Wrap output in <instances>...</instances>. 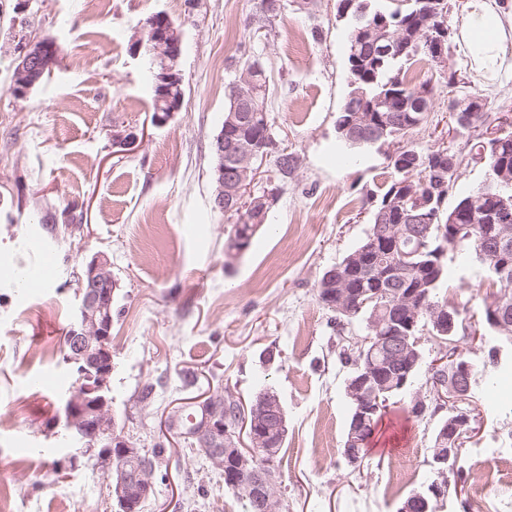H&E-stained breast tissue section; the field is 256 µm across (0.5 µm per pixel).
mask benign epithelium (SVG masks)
Returning <instances> with one entry per match:
<instances>
[{"label": "benign epithelium", "mask_w": 512, "mask_h": 512, "mask_svg": "<svg viewBox=\"0 0 512 512\" xmlns=\"http://www.w3.org/2000/svg\"><path fill=\"white\" fill-rule=\"evenodd\" d=\"M442 5L441 0H429L416 15L419 25L410 31L397 32L389 31L385 22L364 24V17L358 11L356 17L360 28L357 33L382 52L398 47H416L419 36ZM145 32L147 38L139 44L145 45V57L152 63L153 89L160 105L153 123L163 125L179 111L182 103V98L175 95V88L181 83V34L163 14L150 23ZM58 57L59 48L50 39H27L13 75L12 92L15 97H27L51 72ZM258 92L260 88L252 75L243 73L234 85L233 111L242 116L255 111ZM483 108V100L477 96L460 101L454 98L449 117L454 120L458 112H476ZM212 153L216 166L211 204L216 211L230 212L233 205L244 200L241 196L244 184L249 173L256 171V162L268 156V145L256 141L227 140L221 132L212 141ZM394 161L398 162L399 168L410 173L428 165V160L416 153L403 155L395 151L389 156V162ZM467 208L473 223L492 221L497 241L512 224V202L500 193L483 189L471 199ZM433 222L434 217L420 212V207L416 206L401 214L400 224L389 227L386 237L391 239L394 249L408 235L425 240L430 235ZM84 280L65 345L67 360L75 366L78 378L63 397L64 421L69 430L86 440L74 452L92 457L97 465L107 470L112 497L125 510L148 498L152 489L153 461L147 452L117 431L112 419V264L109 258L103 254L95 256L86 265ZM348 283L346 278L340 285L333 284L327 289L325 298L330 305L344 309L353 302L362 308L377 301L376 295L367 298L353 295ZM421 291L420 287L410 288L400 295L395 333L358 337L359 346L367 350L368 362L365 372L346 380V394L355 403L354 424L344 449L346 463L352 468L361 467L363 436L373 417L388 403V399L375 393L376 382L384 375L399 383V387H405L409 373L421 358L423 338L414 333L423 303ZM429 313L435 329L443 334L452 332L456 313L441 304L431 305ZM511 320L505 299L495 297L489 300L485 319L488 326L501 332ZM448 360L452 361L455 376L446 385L437 383L430 388L434 399L453 412V416L448 418V434L441 435L435 448L431 449V465L438 474L431 492L438 499L442 497V490L448 487V461L464 438L475 433L471 416L459 410V405L468 402L473 364L454 355L449 359L438 357L431 366L436 369ZM199 408L202 411L200 423L180 437L222 471L229 485L241 489L259 512H278L281 501L275 491L277 464L270 451L263 447L257 424L268 421L280 428L285 427V414L279 399L259 398L248 430L249 445L242 444L238 432L224 427V402L220 397L209 395L199 402ZM400 512H429V501L416 493L404 503Z\"/></svg>", "instance_id": "benign-epithelium-1"}]
</instances>
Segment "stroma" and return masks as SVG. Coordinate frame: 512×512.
<instances>
[{
  "instance_id": "obj_1",
  "label": "stroma",
  "mask_w": 512,
  "mask_h": 512,
  "mask_svg": "<svg viewBox=\"0 0 512 512\" xmlns=\"http://www.w3.org/2000/svg\"><path fill=\"white\" fill-rule=\"evenodd\" d=\"M261 0H0V492L12 512H115L94 461L71 459L56 417L75 376L63 338L78 306L77 279L96 254L112 263V415L157 457L142 512H245L218 470L172 433L183 406L209 394L249 404L271 388L288 433L276 491L283 512H398L428 480L437 419L394 405L361 468L343 461L348 375L336 357L322 273L368 228L367 192L390 180L379 143L351 161L336 141L347 87V34L336 0H285L255 47L272 68L271 132L298 162L250 251L228 260L231 225L211 206L210 143L224 122L241 44ZM168 15L182 35L184 96L165 125L151 123L152 86L134 54L144 21ZM54 40L49 78L25 99L12 93L18 43ZM448 66L500 117L512 106V45L495 79L472 68L451 39ZM426 123L406 143L462 154L458 191L485 164L448 127L447 78ZM137 136L128 151L123 137ZM44 277L19 284L23 272ZM441 298L479 325L475 257L449 261ZM274 360H266L267 351ZM193 384H185L186 374ZM476 434L463 443L438 512H512V392L477 372Z\"/></svg>"
}]
</instances>
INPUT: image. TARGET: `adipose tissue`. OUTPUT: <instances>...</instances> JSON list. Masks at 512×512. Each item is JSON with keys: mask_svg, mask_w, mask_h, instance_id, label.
<instances>
[{"mask_svg": "<svg viewBox=\"0 0 512 512\" xmlns=\"http://www.w3.org/2000/svg\"><path fill=\"white\" fill-rule=\"evenodd\" d=\"M457 35L479 70L497 73L512 43V9L497 0H470L467 12L456 22Z\"/></svg>", "mask_w": 512, "mask_h": 512, "instance_id": "obj_1", "label": "adipose tissue"}]
</instances>
